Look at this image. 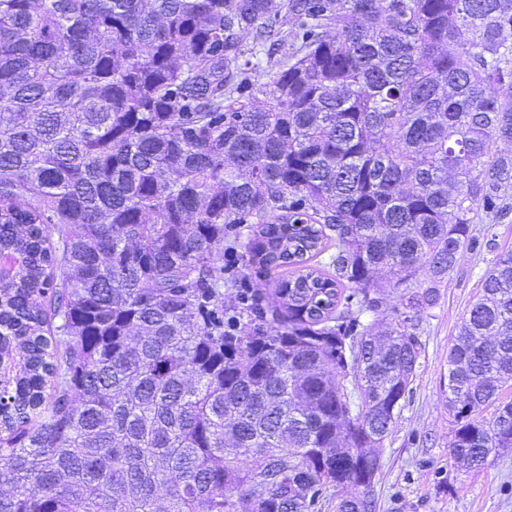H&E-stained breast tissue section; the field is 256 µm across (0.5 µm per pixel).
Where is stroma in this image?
<instances>
[{"instance_id":"1","label":"stroma","mask_w":512,"mask_h":512,"mask_svg":"<svg viewBox=\"0 0 512 512\" xmlns=\"http://www.w3.org/2000/svg\"><path fill=\"white\" fill-rule=\"evenodd\" d=\"M512 249V218L493 225L481 250L462 248L449 275L434 279L422 269L423 286L438 301L418 315L413 329L422 351L413 394L385 440L374 481V512H512V451L485 468L466 471L453 458L448 412V348L479 289L480 277L501 251Z\"/></svg>"}]
</instances>
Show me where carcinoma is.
<instances>
[{
  "mask_svg": "<svg viewBox=\"0 0 512 512\" xmlns=\"http://www.w3.org/2000/svg\"><path fill=\"white\" fill-rule=\"evenodd\" d=\"M273 2L0 0V512L365 507L419 270L512 211V0ZM241 224L277 276L228 304ZM480 282L474 469L512 448V249Z\"/></svg>",
  "mask_w": 512,
  "mask_h": 512,
  "instance_id": "cac0c4a2",
  "label": "carcinoma"
}]
</instances>
